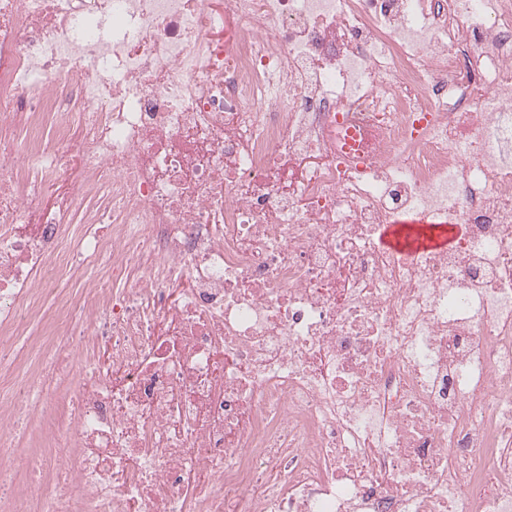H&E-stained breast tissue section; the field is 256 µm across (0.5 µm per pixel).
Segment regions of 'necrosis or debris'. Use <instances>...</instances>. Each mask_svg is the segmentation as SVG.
Listing matches in <instances>:
<instances>
[{
  "label": "necrosis or debris",
  "mask_w": 512,
  "mask_h": 512,
  "mask_svg": "<svg viewBox=\"0 0 512 512\" xmlns=\"http://www.w3.org/2000/svg\"><path fill=\"white\" fill-rule=\"evenodd\" d=\"M0 343V512H512V0H0ZM457 231V227H445L444 230L435 237L430 238H418L411 240H398L396 236V227L388 228L383 236L384 244L390 248L401 249H429V250H443L447 249L451 245L454 235Z\"/></svg>",
  "instance_id": "4bbe7bcc"
}]
</instances>
